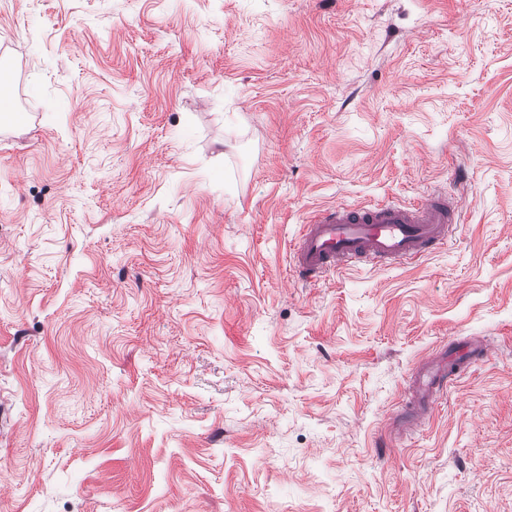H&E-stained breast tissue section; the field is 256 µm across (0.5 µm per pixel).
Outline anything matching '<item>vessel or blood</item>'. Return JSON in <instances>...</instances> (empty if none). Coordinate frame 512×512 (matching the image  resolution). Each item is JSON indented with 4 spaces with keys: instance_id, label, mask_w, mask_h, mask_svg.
<instances>
[{
    "instance_id": "b4317fda",
    "label": "vessel or blood",
    "mask_w": 512,
    "mask_h": 512,
    "mask_svg": "<svg viewBox=\"0 0 512 512\" xmlns=\"http://www.w3.org/2000/svg\"><path fill=\"white\" fill-rule=\"evenodd\" d=\"M461 221L459 201L441 191L410 206H330L304 225L293 250L294 269L300 280L315 283L358 263L374 267L410 263L442 249ZM488 354L487 346L474 341L463 346L457 360H438L416 374L412 413L405 425L420 423L437 394L456 378L460 364Z\"/></svg>"
}]
</instances>
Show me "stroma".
Segmentation results:
<instances>
[{
	"label": "stroma",
	"mask_w": 512,
	"mask_h": 512,
	"mask_svg": "<svg viewBox=\"0 0 512 512\" xmlns=\"http://www.w3.org/2000/svg\"><path fill=\"white\" fill-rule=\"evenodd\" d=\"M4 36L0 512H512V0H0ZM434 189L438 253L293 271L318 209ZM489 349L480 342H470L464 345L459 357L454 361H448L445 357L433 362L431 367L418 373L413 379V408L410 416L406 417L402 423L403 426L418 425L424 416L431 409L443 387L447 388L448 383L457 378V369L463 363L472 360H483L488 357Z\"/></svg>",
	"instance_id": "35a3bbf8"
}]
</instances>
